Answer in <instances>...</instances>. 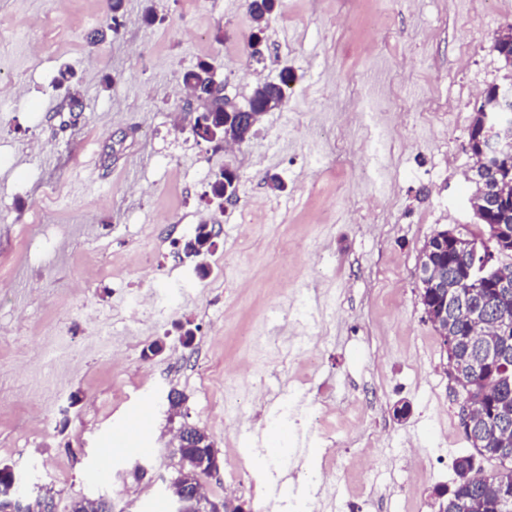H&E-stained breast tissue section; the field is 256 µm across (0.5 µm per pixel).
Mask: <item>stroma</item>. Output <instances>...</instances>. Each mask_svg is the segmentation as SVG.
Listing matches in <instances>:
<instances>
[{
    "instance_id": "obj_1",
    "label": "stroma",
    "mask_w": 512,
    "mask_h": 512,
    "mask_svg": "<svg viewBox=\"0 0 512 512\" xmlns=\"http://www.w3.org/2000/svg\"><path fill=\"white\" fill-rule=\"evenodd\" d=\"M248 4L124 0L93 47L108 0H0V70L24 92L0 102V465L51 487L56 512L81 497L153 512L185 421L219 454L210 498L245 460L246 512H283V480L313 512H431L472 451L419 258L439 230L486 235L465 143L476 90L504 74L494 43L512 0H280L260 65ZM202 60L239 106L257 80L294 76L235 151L196 140L197 101L173 99ZM65 64L79 112L53 85ZM227 166L239 192L219 209L207 192ZM203 218L218 232L204 278L176 247ZM136 407L148 427L95 476L103 435ZM289 408L276 469L267 431ZM323 431L339 461L314 482Z\"/></svg>"
}]
</instances>
